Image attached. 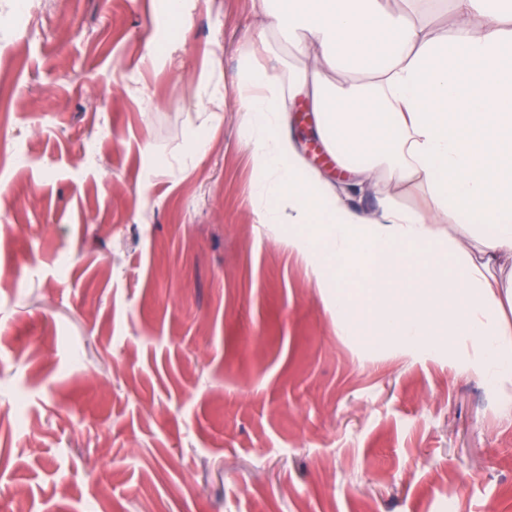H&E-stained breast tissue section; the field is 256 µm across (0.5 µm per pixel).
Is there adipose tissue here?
Returning <instances> with one entry per match:
<instances>
[{
	"instance_id": "adipose-tissue-1",
	"label": "adipose tissue",
	"mask_w": 512,
	"mask_h": 512,
	"mask_svg": "<svg viewBox=\"0 0 512 512\" xmlns=\"http://www.w3.org/2000/svg\"><path fill=\"white\" fill-rule=\"evenodd\" d=\"M254 2L291 52L259 39L264 64L245 61L234 85L264 223L287 225L341 334L372 324L403 344L445 336L465 367L512 385V323L491 269L512 260V0H449L448 38L422 21L434 0L404 12L387 0ZM300 102L344 181L307 160L293 131ZM414 187L425 208L390 194ZM368 189L381 197L370 211L353 203ZM450 213L476 248L452 239L434 251ZM356 271L363 288L344 287Z\"/></svg>"
}]
</instances>
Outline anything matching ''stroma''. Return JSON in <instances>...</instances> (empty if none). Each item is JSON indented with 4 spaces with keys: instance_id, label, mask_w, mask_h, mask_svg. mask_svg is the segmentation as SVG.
Masks as SVG:
<instances>
[{
    "instance_id": "35a3bbf8",
    "label": "stroma",
    "mask_w": 512,
    "mask_h": 512,
    "mask_svg": "<svg viewBox=\"0 0 512 512\" xmlns=\"http://www.w3.org/2000/svg\"><path fill=\"white\" fill-rule=\"evenodd\" d=\"M0 25V484L29 512H512V390L339 333L255 215L251 0H0ZM211 75L203 70L200 74V81L204 83L206 99L200 105L198 112L202 113V122L199 128H207L212 125L217 112H224V95L217 86L211 85ZM210 88V90H209Z\"/></svg>"
}]
</instances>
